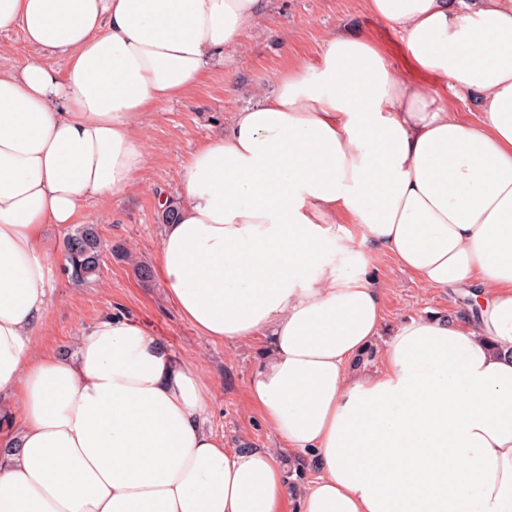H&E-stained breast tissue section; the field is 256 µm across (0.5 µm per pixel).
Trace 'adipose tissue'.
<instances>
[{
  "label": "adipose tissue",
  "mask_w": 512,
  "mask_h": 512,
  "mask_svg": "<svg viewBox=\"0 0 512 512\" xmlns=\"http://www.w3.org/2000/svg\"><path fill=\"white\" fill-rule=\"evenodd\" d=\"M267 5L0 0V30L65 61L0 71V512H512V0H364L434 85L336 28L180 163L154 272L202 335L262 343L248 394L275 447L225 448L203 374L136 319L71 358L35 345L48 226L134 186L149 110ZM386 255L477 315L386 326ZM300 455L318 474L292 485Z\"/></svg>",
  "instance_id": "obj_1"
}]
</instances>
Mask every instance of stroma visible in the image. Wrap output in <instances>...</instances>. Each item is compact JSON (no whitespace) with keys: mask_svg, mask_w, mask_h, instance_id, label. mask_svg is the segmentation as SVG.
I'll use <instances>...</instances> for the list:
<instances>
[{"mask_svg":"<svg viewBox=\"0 0 512 512\" xmlns=\"http://www.w3.org/2000/svg\"><path fill=\"white\" fill-rule=\"evenodd\" d=\"M339 25L367 35L410 84L433 83V76L416 66L400 38L364 11L362 0H270L230 65L211 67L188 95L147 116L143 136L148 160L132 190L111 202L82 208L81 223L95 225L104 245L100 273L78 285L66 270H59L45 324L35 337L41 350L70 355L77 337L102 316H131L174 353L197 361L212 387L206 425L223 438L225 447H273L268 426L247 399L248 384L262 361L260 345L201 336L170 303L164 283L155 277L141 279L135 267L154 264L164 229L159 200L181 199L180 162L223 130L232 112L273 92L279 76L299 59L318 54L325 32ZM28 62L63 68L59 58L27 46L19 30L0 31V70H15ZM377 271L385 284L388 323L435 313L460 323L474 308L466 291L417 284L391 258H382Z\"/></svg>","mask_w":512,"mask_h":512,"instance_id":"obj_1","label":"stroma"}]
</instances>
